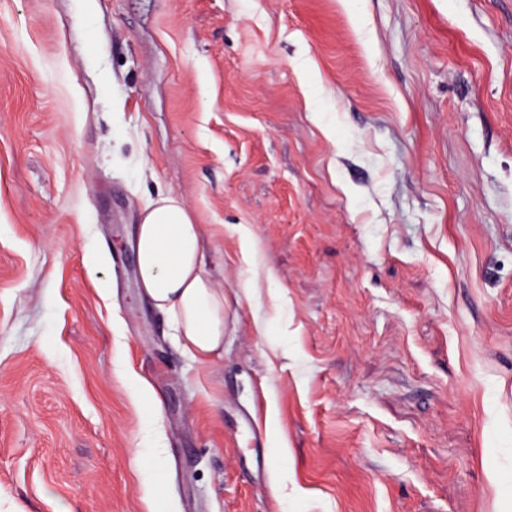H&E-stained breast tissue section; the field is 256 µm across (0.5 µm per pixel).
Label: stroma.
Segmentation results:
<instances>
[{
    "instance_id": "35a3bbf8",
    "label": "stroma",
    "mask_w": 512,
    "mask_h": 512,
    "mask_svg": "<svg viewBox=\"0 0 512 512\" xmlns=\"http://www.w3.org/2000/svg\"><path fill=\"white\" fill-rule=\"evenodd\" d=\"M166 193L204 362L127 252ZM161 489L512 512V0H0V512ZM205 227L174 195L141 207L137 263L144 295L168 318L182 350L197 361L224 349V290L204 263Z\"/></svg>"
}]
</instances>
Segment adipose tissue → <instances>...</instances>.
<instances>
[{"label":"adipose tissue","instance_id":"obj_1","mask_svg":"<svg viewBox=\"0 0 512 512\" xmlns=\"http://www.w3.org/2000/svg\"><path fill=\"white\" fill-rule=\"evenodd\" d=\"M205 227L174 195L147 200L137 232L144 295L168 318L182 350L203 361L224 347V291L204 263Z\"/></svg>","mask_w":512,"mask_h":512}]
</instances>
